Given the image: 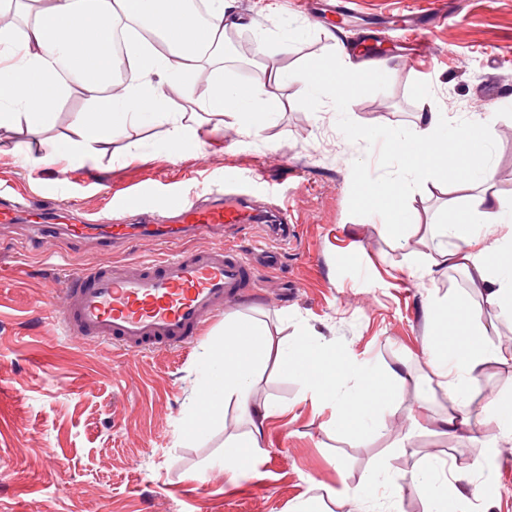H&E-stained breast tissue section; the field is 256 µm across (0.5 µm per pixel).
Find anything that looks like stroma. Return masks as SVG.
<instances>
[{"label": "stroma", "mask_w": 512, "mask_h": 512, "mask_svg": "<svg viewBox=\"0 0 512 512\" xmlns=\"http://www.w3.org/2000/svg\"><path fill=\"white\" fill-rule=\"evenodd\" d=\"M350 22L320 21L322 0H232L241 30L260 21L281 68L298 71L319 56L346 57L371 47L372 28L402 14L440 15L417 44L401 32L388 38L387 82L366 83L340 109L329 100L304 105L293 81L278 88L284 109L260 131L225 118L224 131L205 144L172 152L166 119L128 128L93 159L56 158V144L76 139L75 118L85 95L66 97L42 129L0 127V191L26 190L86 218L115 224L127 215L109 192L152 187L145 207L171 191L219 192L237 177L258 209L288 204L295 230L279 244L281 263L257 271L249 296L225 303L198 342L179 350L124 355L64 335L55 319L59 270L135 263L165 252L159 241L135 240L113 251L82 240L40 237L27 225L0 231V512H298L317 499L322 512H428L413 494L391 501L384 486L356 500L332 496L341 485L366 484L369 470L411 473L424 459L455 460L464 492L458 512H512V442L494 459L479 443L414 427L411 410L428 377L422 353L428 297H465L487 326V340L512 347V319L490 313L466 271L436 279L416 267L433 250L430 224L469 190L406 181L408 208L419 228L397 240L354 200L368 179L398 180L395 158L369 149L366 135L407 128L421 112H444L451 124L489 118L494 187L512 196V0H355ZM300 36L280 53L284 22ZM207 79L262 90L266 79L252 56L235 51L206 71ZM256 319L271 345L299 332L382 368L409 365L414 381L401 387L385 434L358 437L337 429L330 409L302 400V386L268 358L251 399L274 402L262 451L246 473L224 471V443L247 433L249 415L235 401L185 437L193 396L202 382L199 355L215 343L225 321Z\"/></svg>", "instance_id": "stroma-1"}]
</instances>
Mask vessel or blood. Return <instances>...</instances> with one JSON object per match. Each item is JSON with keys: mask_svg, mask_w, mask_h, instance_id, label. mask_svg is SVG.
Returning a JSON list of instances; mask_svg holds the SVG:
<instances>
[{"mask_svg": "<svg viewBox=\"0 0 512 512\" xmlns=\"http://www.w3.org/2000/svg\"><path fill=\"white\" fill-rule=\"evenodd\" d=\"M122 206L140 216V223L95 224L84 219L72 223L62 212L46 214L10 201L0 202V224H17L27 215L34 228L49 237L92 239L108 250L136 237L174 244L257 221L255 206L231 179L209 202L174 192L163 197L154 213L145 211L138 194L124 198ZM277 263L274 250L250 255L225 243L182 249L129 268L113 264L71 272L58 285L63 297L58 321L66 335L92 339L127 353L184 348L223 311L225 301L250 292L257 265Z\"/></svg>", "mask_w": 512, "mask_h": 512, "instance_id": "vessel-or-blood-1", "label": "vessel or blood"}]
</instances>
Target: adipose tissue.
I'll list each match as a JSON object with an SVG mask.
<instances>
[{"instance_id": "1", "label": "adipose tissue", "mask_w": 512, "mask_h": 512, "mask_svg": "<svg viewBox=\"0 0 512 512\" xmlns=\"http://www.w3.org/2000/svg\"><path fill=\"white\" fill-rule=\"evenodd\" d=\"M14 16V25L0 29V127L20 122L44 127L67 92L76 89L101 97L79 112L77 139L61 146L66 158L93 156L130 125L151 121L162 113L169 88L178 89L197 108L192 117L178 114L171 122L168 145L177 150L200 139L204 127L222 129L228 117L263 129L281 109L274 89L283 83H302L306 103L327 97L339 105L364 82L361 72L346 69L340 58L329 56L311 59L298 73L265 60L270 89L263 93L216 80L197 84L201 69L223 61L226 35L239 25L224 0H207L202 20L192 0H15ZM123 21L143 30L126 40L123 52L128 69L139 79L114 95L113 31ZM387 148L412 181L479 188L472 202L449 204L435 225V248L424 272L431 277L463 268L492 309L512 316V203L485 189L493 181L494 169L484 118L477 115L457 127L449 124L447 113L422 112L410 129L390 132ZM354 197L377 217L383 234L405 237L410 224L403 183L378 180L359 185ZM424 316L429 327L424 362L448 409L436 417L427 400H419L412 411L414 424L430 423L443 433L474 440L479 438L478 427L492 423L500 438L512 440V389L492 395L480 409L470 406L478 369L492 361L512 363V350L486 342L485 329L465 298L451 296L426 304ZM272 354L282 370L301 381L306 399L330 407L334 424L357 435L383 434L400 399L399 388L412 376L407 369L373 367L308 333L273 349L260 322H226L223 337L202 350L204 377L184 431L188 437L200 435L228 400L253 411L256 420L250 433L226 446V472H245L261 451L260 421L276 408L253 407L251 392L258 369ZM388 485L392 498L415 493L430 502L431 512H448L463 497L443 466L430 460L410 476L391 477Z\"/></svg>"}]
</instances>
